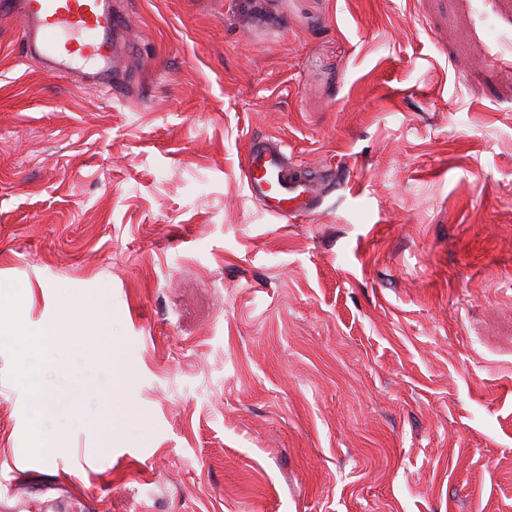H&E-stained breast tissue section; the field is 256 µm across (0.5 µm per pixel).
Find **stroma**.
Segmentation results:
<instances>
[{"label": "stroma", "instance_id": "35a3bbf8", "mask_svg": "<svg viewBox=\"0 0 512 512\" xmlns=\"http://www.w3.org/2000/svg\"><path fill=\"white\" fill-rule=\"evenodd\" d=\"M112 3V93L0 15V290L66 350L96 299L117 358L53 367L37 456L0 342V500L512 512V0ZM251 136L334 175L316 214L249 198Z\"/></svg>", "mask_w": 512, "mask_h": 512}]
</instances>
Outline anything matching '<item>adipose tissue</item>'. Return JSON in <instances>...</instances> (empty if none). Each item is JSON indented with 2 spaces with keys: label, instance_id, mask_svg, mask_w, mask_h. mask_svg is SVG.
I'll list each match as a JSON object with an SVG mask.
<instances>
[{
  "label": "adipose tissue",
  "instance_id": "1",
  "mask_svg": "<svg viewBox=\"0 0 512 512\" xmlns=\"http://www.w3.org/2000/svg\"><path fill=\"white\" fill-rule=\"evenodd\" d=\"M72 326L78 327L84 338L80 352H91L103 361H111L112 352L106 347L110 334L106 317L91 303L75 306L65 316ZM55 327L39 332L28 327L27 316L21 309L12 307L10 298L0 299V340L10 338L23 342V375L34 389H41L46 373L53 365Z\"/></svg>",
  "mask_w": 512,
  "mask_h": 512
}]
</instances>
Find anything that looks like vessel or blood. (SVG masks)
I'll list each match as a JSON object with an SVG mask.
<instances>
[{"label":"vessel or blood","mask_w":512,"mask_h":512,"mask_svg":"<svg viewBox=\"0 0 512 512\" xmlns=\"http://www.w3.org/2000/svg\"><path fill=\"white\" fill-rule=\"evenodd\" d=\"M0 13L19 20L24 56L45 73L111 87L116 38L123 27L112 0H0ZM285 158L282 141L255 137L248 143L243 172L249 197L287 221L318 210L323 198L320 176L285 175Z\"/></svg>","instance_id":"b4317fda"}]
</instances>
